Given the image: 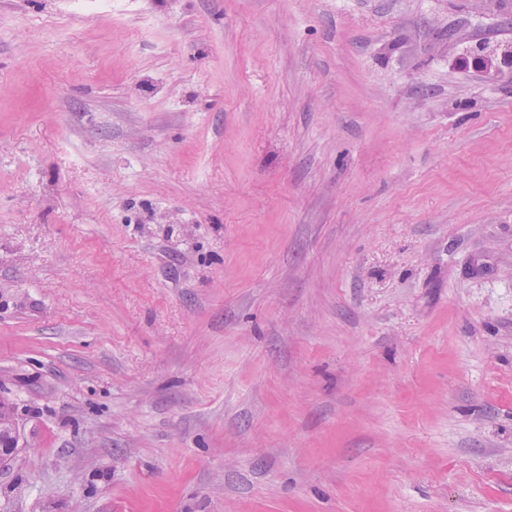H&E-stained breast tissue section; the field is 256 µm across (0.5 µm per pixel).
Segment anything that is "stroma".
I'll list each match as a JSON object with an SVG mask.
<instances>
[{"mask_svg": "<svg viewBox=\"0 0 512 512\" xmlns=\"http://www.w3.org/2000/svg\"><path fill=\"white\" fill-rule=\"evenodd\" d=\"M492 0H0V512H512Z\"/></svg>", "mask_w": 512, "mask_h": 512, "instance_id": "obj_1", "label": "stroma"}]
</instances>
